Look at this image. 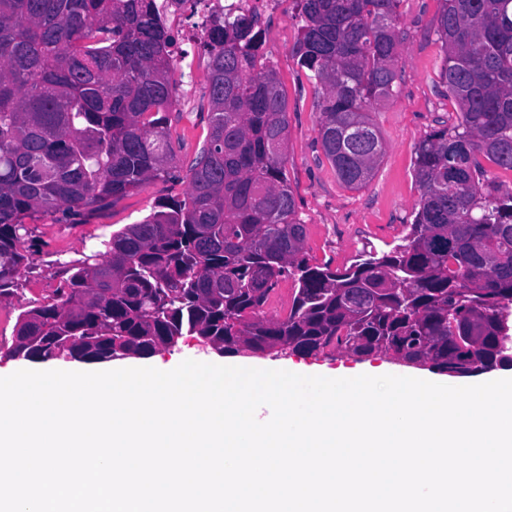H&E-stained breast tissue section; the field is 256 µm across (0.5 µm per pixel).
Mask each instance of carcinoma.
<instances>
[{"label":"carcinoma","mask_w":512,"mask_h":512,"mask_svg":"<svg viewBox=\"0 0 512 512\" xmlns=\"http://www.w3.org/2000/svg\"><path fill=\"white\" fill-rule=\"evenodd\" d=\"M293 2L322 151L362 188L385 155L370 110L395 95L401 0ZM441 2L440 77L459 118L415 144L420 198L390 252L312 262L285 170L286 97L242 13L204 40L209 132L187 190L75 261L15 333L40 335L46 357L63 336L75 357L190 336L228 353L392 351L459 377L512 365V189L480 162L512 171V0ZM172 44L156 0H0L1 298L34 255L26 218L74 219L180 178ZM286 278L288 315L268 318Z\"/></svg>","instance_id":"carcinoma-1"}]
</instances>
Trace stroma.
Returning <instances> with one entry per match:
<instances>
[{
  "label": "stroma",
  "mask_w": 512,
  "mask_h": 512,
  "mask_svg": "<svg viewBox=\"0 0 512 512\" xmlns=\"http://www.w3.org/2000/svg\"><path fill=\"white\" fill-rule=\"evenodd\" d=\"M439 0H401V57L396 66L397 94L372 111L373 122L385 145V156L371 182L352 190L344 186L325 158L316 131V95L313 83L301 70L294 54L299 39L293 0H281L277 10L259 15L263 51L277 71L288 100V139L285 164L288 183L294 193L299 217L306 226L310 254L331 267L349 266L364 248L390 247L413 220L420 198L414 176V146L439 121L456 122L458 106L448 98L440 83L443 56L434 21ZM194 73L175 74L174 105L169 112L171 138L181 168H188L201 148L209 128V100L206 82L207 53L195 46ZM186 182L154 181L134 193L84 217L64 221L59 216L36 214L28 218L29 237L35 244L33 261L21 272V288L5 301L9 317H16L21 305L50 294L68 275V269L100 240L110 238L123 225L141 221L156 200L180 195ZM192 359L212 364L256 362L276 364V357L256 352L220 354L201 347L191 337L178 345L137 358L140 367L166 369L171 363ZM291 368L301 371L398 370L399 362L385 356L357 360L350 356L317 355L285 358ZM108 362L48 361L0 357V373L27 370H111Z\"/></svg>",
  "instance_id": "1"
}]
</instances>
